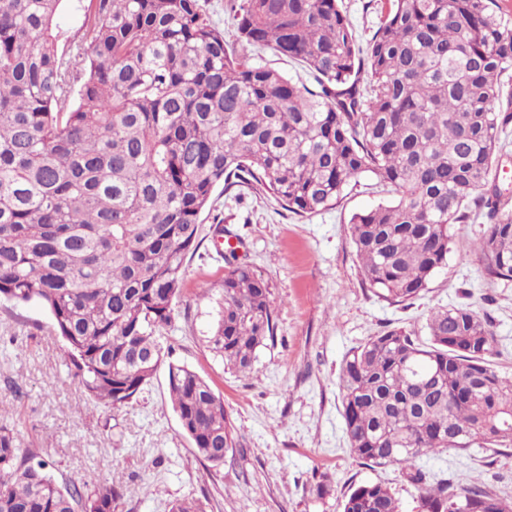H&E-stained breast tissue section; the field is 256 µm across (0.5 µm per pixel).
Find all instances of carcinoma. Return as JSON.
Instances as JSON below:
<instances>
[{"label": "carcinoma", "instance_id": "carcinoma-1", "mask_svg": "<svg viewBox=\"0 0 512 512\" xmlns=\"http://www.w3.org/2000/svg\"><path fill=\"white\" fill-rule=\"evenodd\" d=\"M67 0H0V299L37 302L70 371L108 406L131 402L167 353L200 216L215 188L256 184L289 212L333 208L361 177L393 196L350 219L379 297L413 300L448 265L455 225L483 216L475 252L512 281V208L490 180L512 124V22L496 0H387L361 45L338 0H229L237 53L199 0H89L78 41L52 23ZM270 49L308 87L254 61ZM209 343L251 368L274 340L270 284L224 257ZM419 342L390 329L350 349L339 374L350 451L429 486L420 512H512V499L441 478L427 453L512 447V380L491 368V322L437 309ZM169 395L195 455L224 463V401L168 363ZM113 485L60 484L0 424V512H113ZM341 512H402L379 482Z\"/></svg>", "mask_w": 512, "mask_h": 512}]
</instances>
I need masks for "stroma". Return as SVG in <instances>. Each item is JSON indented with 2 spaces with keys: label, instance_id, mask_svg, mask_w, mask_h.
Returning a JSON list of instances; mask_svg holds the SVG:
<instances>
[{
  "label": "stroma",
  "instance_id": "stroma-1",
  "mask_svg": "<svg viewBox=\"0 0 512 512\" xmlns=\"http://www.w3.org/2000/svg\"><path fill=\"white\" fill-rule=\"evenodd\" d=\"M388 200L358 186L335 208L301 217L259 189L215 190L172 322L159 336L171 361L197 371L224 399L235 444L218 467L200 462L182 432L167 368L125 406L95 404L71 375L48 312L0 299V407L20 447L36 449L58 481L120 488L115 512H169L187 498L202 501L205 512H340L350 488L365 481L386 484L403 512H418L421 490L399 468L370 469L351 454L338 388L342 360L387 329L426 338L431 311L463 306L490 319L498 340L491 365L512 379V282L483 274L474 251L487 227L481 218L456 225L448 265L426 292L399 305L384 301L360 268L349 220ZM218 217L239 260L271 285L276 340L245 374L225 368L207 342L217 312L212 287L224 275L214 244ZM416 465L512 498V453L492 461L481 448L446 451ZM324 473L333 492L320 498L312 486Z\"/></svg>",
  "mask_w": 512,
  "mask_h": 512
}]
</instances>
